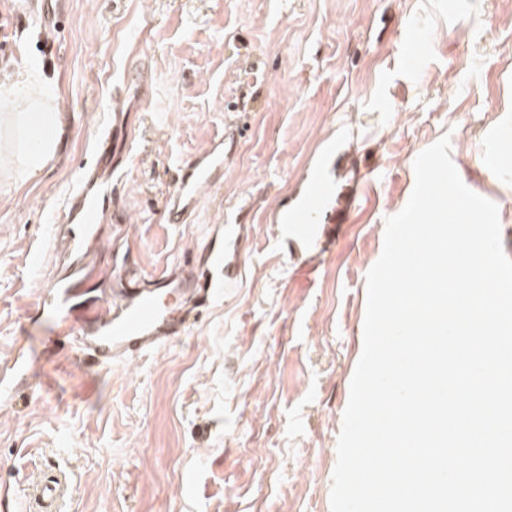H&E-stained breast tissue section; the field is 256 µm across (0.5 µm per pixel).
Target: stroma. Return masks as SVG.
Instances as JSON below:
<instances>
[{"label":"stroma","instance_id":"stroma-1","mask_svg":"<svg viewBox=\"0 0 512 512\" xmlns=\"http://www.w3.org/2000/svg\"><path fill=\"white\" fill-rule=\"evenodd\" d=\"M65 27L0 0V70L40 65L64 133L36 181L0 186V360L44 331L22 323L45 227L122 119L99 281L113 245L149 269L202 249L208 225L246 224L238 287L161 352L102 368L44 355L37 387L0 397V512L20 474L66 473L63 512H331L366 274L387 217L443 135L463 183L496 203L512 258V0H61ZM143 63L146 80L124 84ZM242 130L197 223L161 210L179 161ZM338 216L325 246L293 251L273 210L325 146Z\"/></svg>","mask_w":512,"mask_h":512}]
</instances>
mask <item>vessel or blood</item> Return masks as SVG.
Here are the masks:
<instances>
[{"mask_svg": "<svg viewBox=\"0 0 512 512\" xmlns=\"http://www.w3.org/2000/svg\"><path fill=\"white\" fill-rule=\"evenodd\" d=\"M240 128L228 125L221 137L175 170L174 189L166 201L163 221L191 224L202 205L204 188L223 184L224 162L240 139ZM97 157L83 168L77 188L54 217L50 235L62 259L61 271L43 287L25 309L27 321L52 319L46 348L66 344L83 359L101 367L118 360L132 361L157 352L185 335L203 312L241 277L243 224H215L203 254H184L171 266L144 272L125 250L117 265V286L112 293L88 296L94 282L96 246L104 237L102 218L112 208V180L102 174L111 163L107 134L96 142ZM306 185L294 199L282 201L274 214L281 235L293 249L312 250L324 227L310 221L313 211L326 205L322 178L306 176ZM173 297L162 306L160 296ZM29 354L17 348L0 362V392L32 383ZM71 492L65 479L54 476L28 483L25 495L34 496L41 512H58L60 501Z\"/></svg>", "mask_w": 512, "mask_h": 512, "instance_id": "obj_1", "label": "vessel or blood"}]
</instances>
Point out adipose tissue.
<instances>
[{"label":"adipose tissue","instance_id":"1","mask_svg":"<svg viewBox=\"0 0 512 512\" xmlns=\"http://www.w3.org/2000/svg\"><path fill=\"white\" fill-rule=\"evenodd\" d=\"M52 133L63 124L56 97L40 74L0 75V177L18 182L40 178L55 152L50 137L31 141L30 120Z\"/></svg>","mask_w":512,"mask_h":512}]
</instances>
